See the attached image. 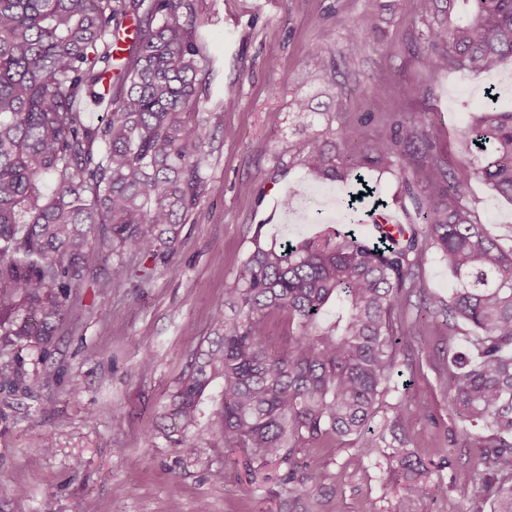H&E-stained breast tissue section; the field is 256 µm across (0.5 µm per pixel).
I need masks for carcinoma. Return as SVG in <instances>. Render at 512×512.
<instances>
[{"mask_svg":"<svg viewBox=\"0 0 512 512\" xmlns=\"http://www.w3.org/2000/svg\"><path fill=\"white\" fill-rule=\"evenodd\" d=\"M419 17L410 50L433 75L486 73L512 58V0H402ZM192 0H0V351L44 354L72 291L89 280L116 288L111 274L89 275L109 256L166 259L177 226L205 190L201 136L188 120L198 99L201 50L196 28L181 22ZM137 26L126 56L112 40ZM363 33L315 48L323 94L336 98L339 66L354 73ZM87 98L107 100L99 123ZM294 92L296 112L324 116V128L296 154L312 176L350 183L372 168L396 169L419 222L395 235L378 225L371 241L329 228L277 245L253 238L233 285L215 303L213 337L199 343L163 418L177 447H196L202 397L223 381L215 435L262 466L292 473L297 454L322 444L387 447L371 423L399 374L400 344L420 332L423 314L405 309L433 246L458 288L437 310L445 325L471 327L467 352L448 362L460 418L489 426L468 436L488 471L490 512H512V248L463 203L472 170L435 151L424 115L393 121L376 139L333 128L336 113ZM481 180L512 201V111L483 107L468 126ZM52 183L51 193L44 191ZM286 323L284 335L268 325Z\"/></svg>","mask_w":512,"mask_h":512,"instance_id":"carcinoma-1","label":"carcinoma"}]
</instances>
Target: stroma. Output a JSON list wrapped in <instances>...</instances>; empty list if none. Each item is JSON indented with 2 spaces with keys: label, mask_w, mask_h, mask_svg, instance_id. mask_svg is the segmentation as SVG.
Instances as JSON below:
<instances>
[{
  "label": "stroma",
  "mask_w": 512,
  "mask_h": 512,
  "mask_svg": "<svg viewBox=\"0 0 512 512\" xmlns=\"http://www.w3.org/2000/svg\"><path fill=\"white\" fill-rule=\"evenodd\" d=\"M201 41L200 97L190 121L202 136L205 192L179 225L173 256L143 280L122 271V287L74 290L47 356L8 350L20 381L0 379V512H398L408 481L394 457L420 459L424 495L413 512H471L483 467L465 442L467 425L448 388V359L470 332L430 318L400 356L401 376L384 396L372 427H395L385 454L361 456L355 446L312 448L297 457L293 476L268 467L248 481L228 462L213 435L222 396L213 383L197 428L199 446L185 454L161 434L163 407L210 334L215 302L234 279L254 235L268 242L317 235L340 226L345 185L316 179L295 158L303 132L321 128L317 114L297 117L295 90L315 94L311 49L342 41L353 23L368 29L349 77L332 105L337 126L376 137L392 120L428 114L438 150L450 165L463 160L462 140L489 86L512 111V60L499 70L432 76L409 50L419 25L399 0H193ZM376 87L364 96L365 87ZM419 95H410V87ZM233 109H225L227 98ZM373 195L360 216L384 200L388 215L407 223L414 211L394 171H369ZM299 199L292 224L282 202ZM465 203L505 247H512V202L472 178ZM456 280L436 249H426L420 290L409 315L435 309ZM424 415L397 419L400 402ZM52 450H44L45 439Z\"/></svg>",
  "instance_id": "stroma-1"
}]
</instances>
